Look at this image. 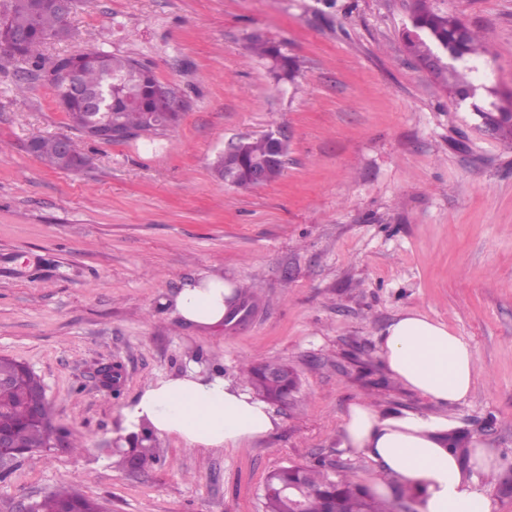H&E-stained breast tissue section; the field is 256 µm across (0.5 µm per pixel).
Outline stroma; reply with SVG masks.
I'll return each instance as SVG.
<instances>
[{"instance_id":"35a3bbf8","label":"stroma","mask_w":512,"mask_h":512,"mask_svg":"<svg viewBox=\"0 0 512 512\" xmlns=\"http://www.w3.org/2000/svg\"><path fill=\"white\" fill-rule=\"evenodd\" d=\"M483 40L460 101L404 46L412 0H76L46 60L91 50L149 63L189 107L180 125L126 143H86L92 163L43 165L32 133L68 134L52 88L0 52V357L42 380L51 421L77 451H36L0 475V512L64 485L106 512H263L274 469L335 463L370 487L374 462L339 446L351 403L436 407L394 380L386 327L419 312L469 341L476 372L448 411L463 448L512 512V142L476 113L512 94V0H434ZM295 58L294 83L250 57L252 36ZM282 130V175L241 188L213 171L242 137ZM203 273L247 288L239 318L198 332L161 298ZM288 365L298 389L279 429L244 448L153 437L134 465L121 411L189 365L247 384ZM120 368L111 385L98 371ZM288 368V366L277 362H265L256 366H252L248 372V379L250 383L264 396H269L271 393L270 386L265 380V371H274Z\"/></svg>"}]
</instances>
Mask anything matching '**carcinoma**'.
I'll use <instances>...</instances> for the list:
<instances>
[{
  "label": "carcinoma",
  "instance_id": "obj_1",
  "mask_svg": "<svg viewBox=\"0 0 512 512\" xmlns=\"http://www.w3.org/2000/svg\"><path fill=\"white\" fill-rule=\"evenodd\" d=\"M66 15L57 11L51 0H0V48L25 60L35 73L54 76L53 91L58 108L65 112L68 125L85 139L92 140L89 130L95 126L111 125L128 137H148L177 127L181 113L171 103L156 96L159 83L153 68L129 55L104 51H87L59 56L49 69H44L43 47L65 29ZM411 29L405 34L408 53L422 59L438 53L450 55L455 66H443L433 71L440 83L462 96L472 89L459 65L481 55L475 33L458 17L437 10L432 0H415L410 15ZM250 53L271 63L279 79L287 82L298 71L296 61L281 48L259 36L251 39ZM512 113V96L495 99L479 109L480 116L488 113ZM36 157L44 165L62 171H78L85 167L89 156L72 140L68 153L59 151L56 137L37 134L31 138ZM270 144L263 136L247 139L245 152L237 163L227 165L224 155L213 163L215 173L224 181L238 187L250 186L249 172L269 165ZM286 365L265 362L250 368V383L265 396L271 388L265 371L281 370ZM0 376L12 383L0 386V427L17 431L18 447L43 448L50 421L32 422L29 403L38 402L43 417H48L47 401H38L32 390V379L25 374L21 363L0 358ZM307 488L304 512H326L327 502L335 499L342 512H394L385 501L375 499L369 491L354 484L341 473H331L319 462L298 466ZM67 506L92 510L98 504L81 494L57 490L45 496L41 512H58ZM265 512H295L294 500L278 493L264 494Z\"/></svg>",
  "mask_w": 512,
  "mask_h": 512
}]
</instances>
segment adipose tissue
<instances>
[{"instance_id":"ef3b65f1","label":"adipose tissue","mask_w":512,"mask_h":512,"mask_svg":"<svg viewBox=\"0 0 512 512\" xmlns=\"http://www.w3.org/2000/svg\"><path fill=\"white\" fill-rule=\"evenodd\" d=\"M162 304L201 332L224 326L238 305V289L218 274L187 281ZM379 354L388 372L406 388L437 405L434 413H381L369 403L350 404L340 430L341 448L374 462L383 474L372 491L387 496L397 482L421 496L420 512H491L478 474L497 471L496 457L474 446L468 460L450 448L445 433L448 407L464 399L474 380L471 344L447 326L418 312L394 320ZM280 420L247 389L221 372L188 368L145 387L121 412V432H152L190 448H243L275 433Z\"/></svg>"}]
</instances>
